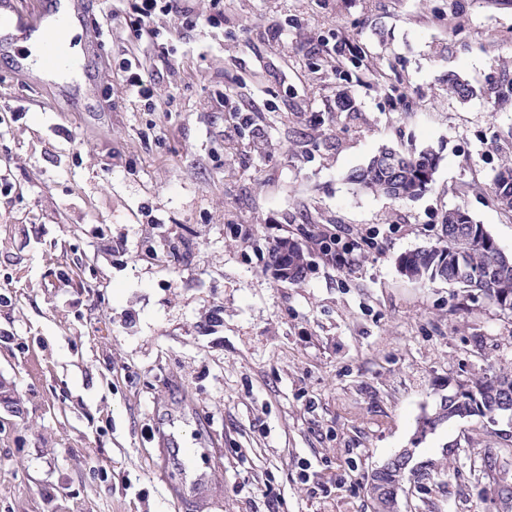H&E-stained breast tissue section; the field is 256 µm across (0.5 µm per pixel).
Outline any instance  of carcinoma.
<instances>
[{
    "label": "carcinoma",
    "instance_id": "1",
    "mask_svg": "<svg viewBox=\"0 0 512 512\" xmlns=\"http://www.w3.org/2000/svg\"><path fill=\"white\" fill-rule=\"evenodd\" d=\"M475 94L474 87L457 73L448 72V96L466 100ZM432 151L404 155L390 148L378 151L366 166L353 172L349 180L363 189L381 193L394 200H411L425 191L436 169ZM493 193L501 209L512 212V161L504 163L493 181ZM275 259L283 260L285 277L299 281L305 277L309 263L302 247L293 241L273 250ZM399 266L407 277L416 281H445L465 289L474 288L494 301L500 309L512 313V256L503 252L483 225L472 221L461 207L448 210L443 218L442 238L426 249L400 257ZM440 409L448 419L491 416L512 411V374H483L457 395L444 397ZM445 470L434 463H417L401 474L385 477L372 471L367 493L374 512H392L391 501L377 493L378 482L385 479L401 485L429 482Z\"/></svg>",
    "mask_w": 512,
    "mask_h": 512
}]
</instances>
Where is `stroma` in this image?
<instances>
[{
  "instance_id": "1",
  "label": "stroma",
  "mask_w": 512,
  "mask_h": 512,
  "mask_svg": "<svg viewBox=\"0 0 512 512\" xmlns=\"http://www.w3.org/2000/svg\"><path fill=\"white\" fill-rule=\"evenodd\" d=\"M453 1L224 0L193 31L157 15L150 108L118 70L130 0L82 17L104 39L76 105L0 53V512H195L201 493L208 512H371L366 477L403 448L450 469L400 512H512L511 413L421 429L457 383L512 371V313L398 264L457 206L512 255L491 194L512 159V5L457 0V19ZM452 71L472 98L448 97ZM384 146L436 154L421 197L350 182ZM323 232L362 239L348 268ZM283 238L301 281L270 263ZM469 445L493 448L488 476ZM273 253L275 254L273 262L275 263L279 259H283L282 256L286 257L283 259V266H286L284 268L286 270L285 277L288 280L300 281L305 277L309 269V263L306 254L298 243L288 240L282 244L279 251L277 248L273 250Z\"/></svg>"
}]
</instances>
